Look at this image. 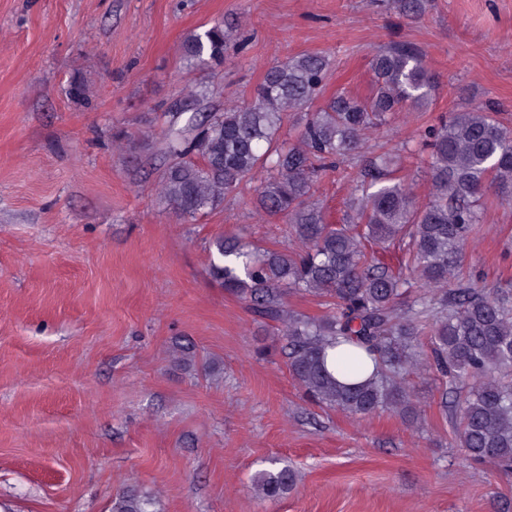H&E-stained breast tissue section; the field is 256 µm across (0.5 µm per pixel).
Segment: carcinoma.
Returning a JSON list of instances; mask_svg holds the SVG:
<instances>
[{
	"label": "carcinoma",
	"instance_id": "cac0c4a2",
	"mask_svg": "<svg viewBox=\"0 0 512 512\" xmlns=\"http://www.w3.org/2000/svg\"><path fill=\"white\" fill-rule=\"evenodd\" d=\"M416 19L425 0H396ZM239 49L224 21L190 32L181 56L191 69L224 63ZM372 95L340 92L322 107L331 67L323 54H302L269 67L251 101L211 112L199 123L162 129L170 155L159 197L183 218L194 219L261 173L256 209L289 224L295 247L273 250L239 234L218 235L209 273L224 291L242 299L264 323H277L286 340L288 370L309 401L365 417L389 410L406 421L418 416L407 377H436L443 406H451L456 438L468 459L512 471V293L477 287L463 273L462 246L481 219V199L492 192L512 203V129L481 102L424 130L419 151L432 191L415 202L412 187L396 177L402 153L373 155L353 176L345 224H330L314 198L320 176L361 156L368 132L395 113L422 108L436 82L421 51L405 42L376 50ZM289 112L302 113L297 134L281 135ZM406 247L409 274L367 255L366 244ZM290 291L331 300L330 312L311 318L288 309ZM430 336L422 356L419 337ZM365 380L345 384L327 367L326 350ZM258 493L278 499L297 481L288 466L255 475ZM154 499L130 489L112 500L111 512H156Z\"/></svg>",
	"mask_w": 512,
	"mask_h": 512
}]
</instances>
